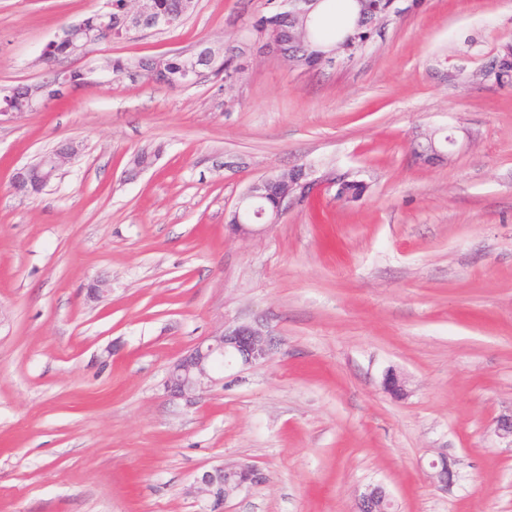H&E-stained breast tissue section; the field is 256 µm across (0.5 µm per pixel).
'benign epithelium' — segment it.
<instances>
[{
    "label": "benign epithelium",
    "mask_w": 512,
    "mask_h": 512,
    "mask_svg": "<svg viewBox=\"0 0 512 512\" xmlns=\"http://www.w3.org/2000/svg\"><path fill=\"white\" fill-rule=\"evenodd\" d=\"M323 0H270L268 6L276 11H286L297 18L301 24L299 38L306 37L319 19V8ZM132 8L128 12V28L137 32L146 28H158L169 25L166 17L158 13L154 0H130ZM395 8L376 15L370 22V28L379 31L389 26L403 14L400 0H392ZM67 32L85 33V37L74 45L71 57L87 59L97 53L99 39L86 32L84 20H79L67 28ZM185 62L181 85L189 87L205 80V77L215 74L216 69L223 63L224 49L208 44H201L191 52L177 53ZM55 71L79 74V78L71 81L58 80L54 83L59 95L67 96L83 88H94L102 84L100 74L111 72L104 64L101 67H83L72 70L56 67ZM486 78L512 79V58L494 59L482 71ZM31 89L27 98L26 111L34 112L49 106L55 101L45 93L44 82L29 84ZM450 139L439 140L436 133L424 137H413L408 142V149L418 163H427L446 156L444 144ZM78 153L75 142L68 140L60 142L51 152L44 154L33 164L18 169L11 182L13 191L23 197L33 194V187L39 185L34 179L33 169L41 170L40 179L47 184L61 167ZM272 183L282 185V190L276 197L273 208V218L270 223L276 224L291 205L307 201L321 191H335L334 198L348 202L344 180L334 176L304 175L295 178L290 172L277 175H267L254 181L238 198L232 210L233 223L228 225L232 234L246 237L255 233L253 225L257 218L265 215L258 208L259 202L266 198ZM274 353V341L261 328L251 325H228L213 336L187 351L171 366L164 388L167 395L173 399H184L192 402L197 394L216 384L215 374L234 363L243 365L267 363ZM384 388L394 396L405 394V380L398 374L389 372L383 378ZM496 436L512 447V411L497 417ZM457 461L445 450L437 452V459L431 462L434 472L431 478L442 491H448L456 482L458 472L454 469ZM266 481L265 474L255 465L244 462L224 463L209 471L203 472L195 481L194 492L210 502V508L218 510L225 501L245 488L259 485ZM354 512H392V502L386 489L381 485H369L360 492L355 500Z\"/></svg>",
    "instance_id": "benign-epithelium-1"
}]
</instances>
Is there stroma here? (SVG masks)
Listing matches in <instances>:
<instances>
[{"instance_id": "stroma-1", "label": "stroma", "mask_w": 512, "mask_h": 512, "mask_svg": "<svg viewBox=\"0 0 512 512\" xmlns=\"http://www.w3.org/2000/svg\"><path fill=\"white\" fill-rule=\"evenodd\" d=\"M102 4L0 0V87L45 79V44ZM266 10L196 0L94 56L239 46L234 85L120 76L0 123V512H209L195 480L228 460L266 481L223 512H353L371 483L396 512H512L494 433L512 410V84L479 77L512 45V0H415L314 72L261 53ZM433 131L453 146L416 163L409 139ZM64 140L71 163L16 195V169ZM300 167L367 190L229 234L252 182ZM238 323L275 338L271 361L169 399L171 365ZM442 448L460 472L447 492ZM456 464L457 461L446 450L437 452V460L431 462V468L434 469L431 478L440 490L447 492L455 484L458 477L454 469Z\"/></svg>"}]
</instances>
